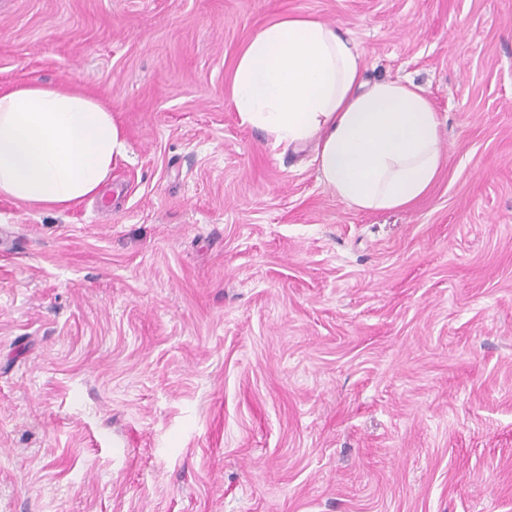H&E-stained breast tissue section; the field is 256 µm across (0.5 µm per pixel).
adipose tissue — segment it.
<instances>
[{"instance_id": "ef3b65f1", "label": "adipose tissue", "mask_w": 512, "mask_h": 512, "mask_svg": "<svg viewBox=\"0 0 512 512\" xmlns=\"http://www.w3.org/2000/svg\"><path fill=\"white\" fill-rule=\"evenodd\" d=\"M351 38L314 16L260 29L240 52L231 104L274 143H315L322 182L361 210L412 205L437 180L442 118L406 78L366 84ZM127 143L93 96L37 83L0 90V196L68 209L96 195Z\"/></svg>"}]
</instances>
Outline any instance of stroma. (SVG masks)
Segmentation results:
<instances>
[{
    "instance_id": "stroma-1",
    "label": "stroma",
    "mask_w": 512,
    "mask_h": 512,
    "mask_svg": "<svg viewBox=\"0 0 512 512\" xmlns=\"http://www.w3.org/2000/svg\"><path fill=\"white\" fill-rule=\"evenodd\" d=\"M289 14L443 119L359 210L229 104ZM112 110L59 211L0 197V512H512V0H0V85Z\"/></svg>"
}]
</instances>
